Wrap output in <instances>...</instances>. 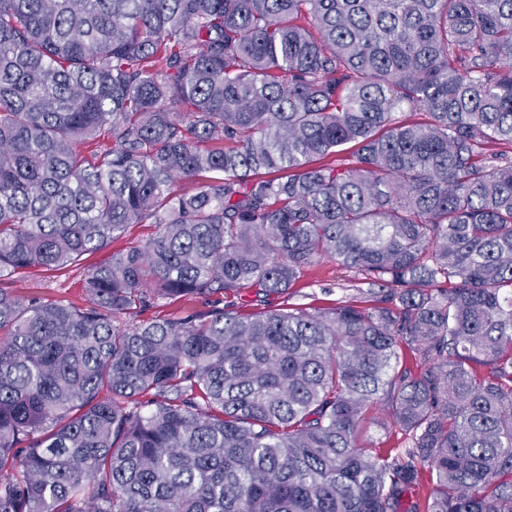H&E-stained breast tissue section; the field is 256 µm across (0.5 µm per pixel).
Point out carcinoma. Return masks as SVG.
<instances>
[{
  "mask_svg": "<svg viewBox=\"0 0 512 512\" xmlns=\"http://www.w3.org/2000/svg\"><path fill=\"white\" fill-rule=\"evenodd\" d=\"M0 512H512V0H0ZM153 224H131L123 237L112 241L104 250L85 255L77 264L59 271L30 269L13 276L14 287L23 297L33 292H42L49 296L64 299L75 305L84 300V278L95 267L107 262L112 253L127 250L143 244L155 235ZM359 282L354 272L341 271L336 263L323 260L301 274L290 290L293 297L289 302L322 306L332 303L326 300H358L360 295L354 288L363 287ZM328 290L330 293H324Z\"/></svg>",
  "mask_w": 512,
  "mask_h": 512,
  "instance_id": "cac0c4a2",
  "label": "carcinoma"
}]
</instances>
